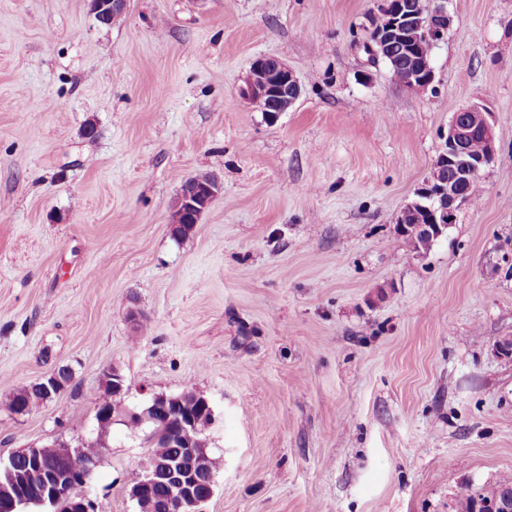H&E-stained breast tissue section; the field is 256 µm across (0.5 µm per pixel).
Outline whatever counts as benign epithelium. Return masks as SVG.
<instances>
[{
    "mask_svg": "<svg viewBox=\"0 0 512 512\" xmlns=\"http://www.w3.org/2000/svg\"><path fill=\"white\" fill-rule=\"evenodd\" d=\"M378 8L389 18L387 39H375L366 46L369 58L380 59L387 41L409 42L413 45L425 43L435 48L448 35L452 18L446 8V0H427L422 12L413 16L392 8L390 0H381ZM91 9L96 14L112 13L121 15L125 9V0H91ZM267 62V58L255 59L246 76V99L253 102L269 101L270 112L277 114L288 111L299 99L301 86L295 72L280 59L275 60L273 70L268 77H258ZM479 135L482 137L483 150L471 154L467 148L468 140ZM445 145L433 163L426 181L418 188L417 194L425 199L430 214V223L420 226L429 232L442 233L456 222L457 211L463 205L461 195L452 182L446 178V168L455 173V180L466 181L482 176L493 162L496 152V134L491 122V112L484 106L473 104L454 114L444 134ZM217 191L211 186H203L187 195H179L178 206L198 209L211 203ZM69 381L60 368L56 367L37 380V386L49 402L58 396ZM169 402L165 396L154 395L150 405L137 414L141 422H156L158 417L169 414ZM195 421L189 416H178L174 430L169 433L172 441L180 444V455L171 458L150 456L142 472L133 480L131 498L142 505L151 497L154 485L164 480L168 482V496L164 502L165 512H201L200 506L210 495L197 496V470L204 467L206 449L192 446L190 433ZM72 456L71 448L60 450L58 461L46 464L34 453L29 454V468L15 476V482L22 487H31L28 495L16 496L9 492L0 493V512H25L32 503L39 506H51L56 512H96L95 502L84 489L81 480L69 472L68 461ZM475 512H512V497L484 498L474 496Z\"/></svg>",
    "mask_w": 512,
    "mask_h": 512,
    "instance_id": "7a95c632",
    "label": "benign epithelium"
}]
</instances>
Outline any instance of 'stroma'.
Instances as JSON below:
<instances>
[{
  "label": "stroma",
  "instance_id": "obj_1",
  "mask_svg": "<svg viewBox=\"0 0 512 512\" xmlns=\"http://www.w3.org/2000/svg\"><path fill=\"white\" fill-rule=\"evenodd\" d=\"M447 8L409 90L362 49L376 0H127L108 27L90 0H0V460L100 440L97 512H138L122 413L191 389L204 512H456L512 474V0ZM260 56L296 73L290 110L246 100ZM473 104L499 146L481 199L415 251L397 218ZM203 174L220 190L175 240ZM58 366L64 392L9 410ZM113 378H117L118 382L114 383ZM124 380V377L115 368H112V374L106 375L105 394L99 401L96 411V421L101 431L107 430L112 425V397L123 393Z\"/></svg>",
  "mask_w": 512,
  "mask_h": 512
}]
</instances>
